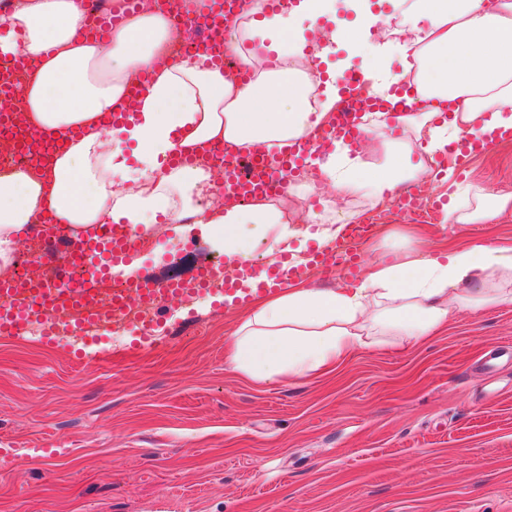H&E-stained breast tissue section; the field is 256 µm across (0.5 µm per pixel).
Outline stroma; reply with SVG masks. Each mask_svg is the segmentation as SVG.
<instances>
[{"mask_svg":"<svg viewBox=\"0 0 512 512\" xmlns=\"http://www.w3.org/2000/svg\"><path fill=\"white\" fill-rule=\"evenodd\" d=\"M469 183L512 193V142L436 180L429 218L356 197L336 209L372 225L360 252L389 259L411 229L435 250L512 240V211L449 223ZM150 236L137 273L159 281L222 254L197 228L179 253L170 225ZM239 314L216 296L150 336L0 338V512H512V305L461 313L405 355L367 348L263 387L224 364Z\"/></svg>","mask_w":512,"mask_h":512,"instance_id":"stroma-1","label":"stroma"}]
</instances>
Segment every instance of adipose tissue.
<instances>
[{
    "label": "adipose tissue",
    "mask_w": 512,
    "mask_h": 512,
    "mask_svg": "<svg viewBox=\"0 0 512 512\" xmlns=\"http://www.w3.org/2000/svg\"><path fill=\"white\" fill-rule=\"evenodd\" d=\"M388 13L356 0L354 28L336 20L335 0H294L267 14L253 0L228 43L249 80L225 78L201 54L170 60L187 26L148 6L105 40L83 38V0H18L0 14V60L23 56L33 69L20 87L31 125L59 138L52 168L32 163L0 173V273H7L31 224L86 232L98 224L179 223L189 213L224 247L229 262L250 258L245 225L276 227L269 254L290 253V198L317 188L382 206L397 186L422 184L428 161L466 137L512 128V0H389ZM370 64V95L405 100L403 112L363 115L372 166L349 158L344 141L315 161L309 182L279 198L246 206L215 195L220 175L203 166L171 165L211 143L279 149L312 139L334 118L340 88L337 48ZM401 58V71L388 62ZM145 79L136 106L128 88ZM319 88L318 109L308 94ZM133 155H126L127 143ZM450 201L452 224H495L512 210V193L483 204L476 185ZM207 209L191 210L193 196ZM394 261L368 259L352 288L299 281L254 297L225 346V361L257 386L318 376L358 351L387 345L409 350L447 328L461 312L512 304V241L428 252L423 236L406 235Z\"/></svg>",
    "instance_id": "obj_1"
}]
</instances>
